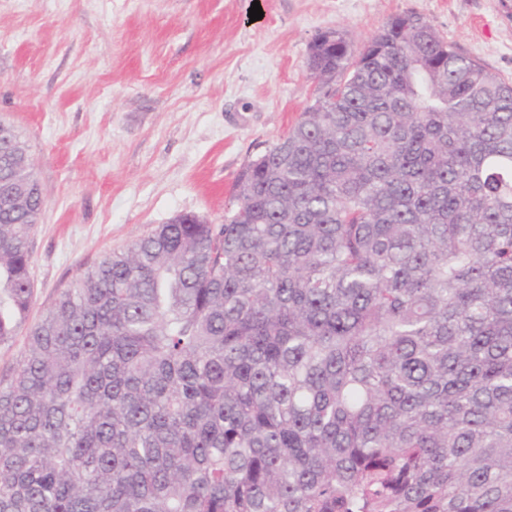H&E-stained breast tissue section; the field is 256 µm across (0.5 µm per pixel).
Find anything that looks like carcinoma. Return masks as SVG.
Wrapping results in <instances>:
<instances>
[{"label":"carcinoma","mask_w":512,"mask_h":512,"mask_svg":"<svg viewBox=\"0 0 512 512\" xmlns=\"http://www.w3.org/2000/svg\"><path fill=\"white\" fill-rule=\"evenodd\" d=\"M34 323L44 203L0 192V512H512V80L421 16Z\"/></svg>","instance_id":"cac0c4a2"}]
</instances>
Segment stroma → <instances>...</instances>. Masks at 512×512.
<instances>
[{
	"label": "stroma",
	"instance_id": "stroma-1",
	"mask_svg": "<svg viewBox=\"0 0 512 512\" xmlns=\"http://www.w3.org/2000/svg\"><path fill=\"white\" fill-rule=\"evenodd\" d=\"M407 13L512 76V0H0V121L44 191L30 321L176 214L223 223L244 165L318 92L314 37L357 48Z\"/></svg>",
	"mask_w": 512,
	"mask_h": 512
}]
</instances>
